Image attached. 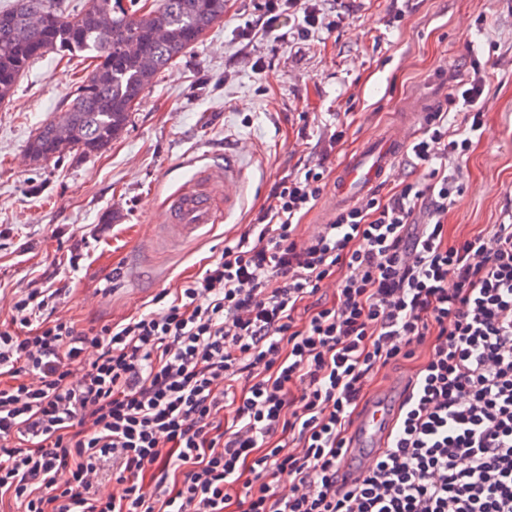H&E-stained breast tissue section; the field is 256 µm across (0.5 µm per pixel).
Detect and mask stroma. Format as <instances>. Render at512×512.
<instances>
[{
    "instance_id": "1",
    "label": "stroma",
    "mask_w": 512,
    "mask_h": 512,
    "mask_svg": "<svg viewBox=\"0 0 512 512\" xmlns=\"http://www.w3.org/2000/svg\"><path fill=\"white\" fill-rule=\"evenodd\" d=\"M256 0H226L224 18L161 72L126 132L104 152L32 165L27 141L61 120L86 60L51 53L0 104V321L34 278L70 290L60 315L89 328L126 318L194 276L243 233L275 182L303 165L333 170L414 105L448 93L439 72L495 67L481 98L483 132L451 171L462 191L448 234H474L512 215V0H360L334 30L287 38L293 22L253 41L241 31ZM235 147L245 167L231 222L168 243L164 202ZM78 267H70L71 250Z\"/></svg>"
}]
</instances>
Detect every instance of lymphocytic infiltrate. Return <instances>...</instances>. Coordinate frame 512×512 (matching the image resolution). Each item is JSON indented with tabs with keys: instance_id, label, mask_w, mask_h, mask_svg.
<instances>
[{
	"instance_id": "1",
	"label": "lymphocytic infiltrate",
	"mask_w": 512,
	"mask_h": 512,
	"mask_svg": "<svg viewBox=\"0 0 512 512\" xmlns=\"http://www.w3.org/2000/svg\"><path fill=\"white\" fill-rule=\"evenodd\" d=\"M316 2L261 0L242 35L298 14L307 36ZM486 83L473 63L425 114L405 154L425 180L371 193L301 239L328 175L286 176L160 307L80 329L56 313L66 287L16 292L0 324V502L512 512V224L455 240L445 224L462 190L448 164L483 127ZM421 348L386 451L347 478L349 429L374 378Z\"/></svg>"
}]
</instances>
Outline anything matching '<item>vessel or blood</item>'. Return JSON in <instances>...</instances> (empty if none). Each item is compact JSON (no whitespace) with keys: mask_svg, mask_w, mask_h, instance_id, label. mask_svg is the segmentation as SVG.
Segmentation results:
<instances>
[{"mask_svg":"<svg viewBox=\"0 0 512 512\" xmlns=\"http://www.w3.org/2000/svg\"><path fill=\"white\" fill-rule=\"evenodd\" d=\"M411 128L391 131L369 143L341 166L331 195L336 205H348L380 183L387 170L405 151ZM242 166L238 154L224 155L223 167L191 176L167 202V235L179 242L193 237L204 226L215 223L221 213L232 212L238 202ZM394 422L388 400H370L351 431L350 446L355 460H365L385 448Z\"/></svg>","mask_w":512,"mask_h":512,"instance_id":"b4317fda","label":"vessel or blood"}]
</instances>
